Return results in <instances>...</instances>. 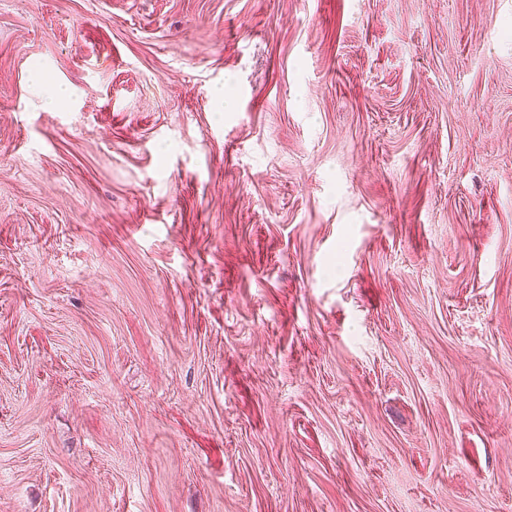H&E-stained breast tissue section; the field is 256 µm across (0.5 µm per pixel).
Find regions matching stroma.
Returning a JSON list of instances; mask_svg holds the SVG:
<instances>
[{"mask_svg": "<svg viewBox=\"0 0 512 512\" xmlns=\"http://www.w3.org/2000/svg\"><path fill=\"white\" fill-rule=\"evenodd\" d=\"M0 512H512V0H0Z\"/></svg>", "mask_w": 512, "mask_h": 512, "instance_id": "stroma-1", "label": "stroma"}]
</instances>
